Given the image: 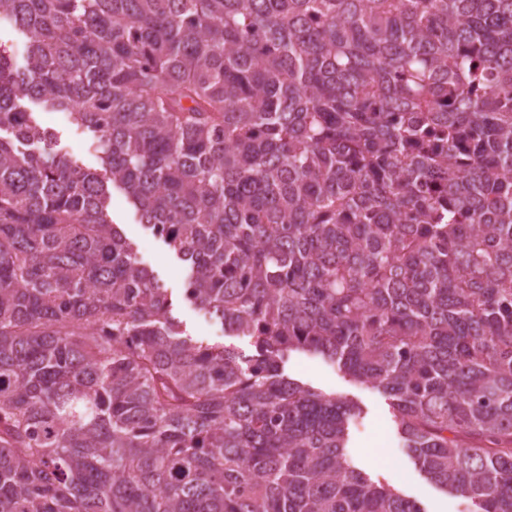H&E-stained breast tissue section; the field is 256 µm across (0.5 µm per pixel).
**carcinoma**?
I'll use <instances>...</instances> for the list:
<instances>
[{"label":"carcinoma","mask_w":512,"mask_h":512,"mask_svg":"<svg viewBox=\"0 0 512 512\" xmlns=\"http://www.w3.org/2000/svg\"><path fill=\"white\" fill-rule=\"evenodd\" d=\"M0 512H424L349 459L381 390L427 479L512 512V0H0ZM91 134L103 173L26 103ZM186 268L182 329L110 189ZM176 317L182 323V328L193 336L194 339L204 343H223L231 345L245 354L252 353V347L249 339L238 336H227L224 334V327L214 320L210 319L202 311H199L192 305L180 304L176 307Z\"/></svg>","instance_id":"carcinoma-1"}]
</instances>
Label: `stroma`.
Listing matches in <instances>:
<instances>
[{"label": "stroma", "instance_id": "35a3bbf8", "mask_svg": "<svg viewBox=\"0 0 512 512\" xmlns=\"http://www.w3.org/2000/svg\"><path fill=\"white\" fill-rule=\"evenodd\" d=\"M37 119L57 133L64 152L78 159L83 166L100 170L101 162L88 134L72 124L66 113L41 111ZM109 211L113 223L119 224L133 242L140 261L153 270L172 295H180L186 275L182 264L162 240L140 223L123 191L112 190ZM175 315L194 339L231 345L246 354L252 351L248 338L226 335L222 325L192 305H178ZM284 373L315 391L355 405L356 416L350 425L347 451L353 464L371 481L398 489L417 501L424 512H466L463 499L448 495L418 471L398 433L389 402L381 391L352 380L335 365L305 355L291 356L284 366Z\"/></svg>", "mask_w": 512, "mask_h": 512}]
</instances>
